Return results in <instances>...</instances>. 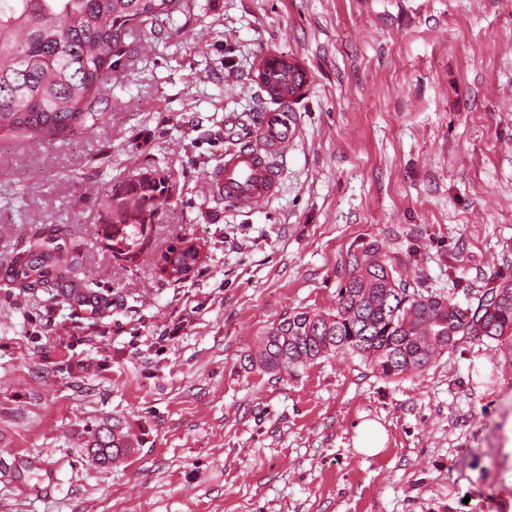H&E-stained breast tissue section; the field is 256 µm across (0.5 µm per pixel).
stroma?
Listing matches in <instances>:
<instances>
[{
	"instance_id": "1",
	"label": "stroma",
	"mask_w": 512,
	"mask_h": 512,
	"mask_svg": "<svg viewBox=\"0 0 512 512\" xmlns=\"http://www.w3.org/2000/svg\"><path fill=\"white\" fill-rule=\"evenodd\" d=\"M129 48L103 124L0 135V512H512V347L463 342L401 381L345 353L244 363L289 313L334 311L367 250L462 305L512 278V0H190ZM271 53L307 72L299 133L278 195L241 212L203 183L273 108ZM141 168L171 195L124 262L106 204ZM47 224L106 309L4 279ZM183 238L201 263L162 278ZM365 420L387 436L371 456ZM115 422L134 449L104 464L90 441ZM355 448L367 455L376 454L383 448L385 434L382 427L374 421H362L356 428Z\"/></svg>"
}]
</instances>
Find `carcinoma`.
Masks as SVG:
<instances>
[{"instance_id":"cac0c4a2","label":"carcinoma","mask_w":512,"mask_h":512,"mask_svg":"<svg viewBox=\"0 0 512 512\" xmlns=\"http://www.w3.org/2000/svg\"><path fill=\"white\" fill-rule=\"evenodd\" d=\"M189 8V0H0V133L55 140L104 121L108 79L126 53V38ZM142 169L112 190L108 227L131 252L142 253L147 221L167 189L165 177ZM35 233L5 268L8 281L33 294L77 281L74 258ZM338 289L336 312L299 311L260 337L247 366L288 375L330 353L348 352L385 379L425 371L461 342L512 343V279L486 289L477 304L459 306L410 289L376 250L353 255ZM112 459L131 452L120 424L92 441Z\"/></svg>"}]
</instances>
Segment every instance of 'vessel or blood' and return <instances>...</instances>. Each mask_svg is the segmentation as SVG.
Returning <instances> with one entry per match:
<instances>
[{"label": "vessel or blood", "instance_id": "vessel-or-blood-1", "mask_svg": "<svg viewBox=\"0 0 512 512\" xmlns=\"http://www.w3.org/2000/svg\"><path fill=\"white\" fill-rule=\"evenodd\" d=\"M297 133L290 103L262 113L253 145L225 151L223 164L204 181L205 192L223 197L238 210H252L271 200L280 188V161Z\"/></svg>", "mask_w": 512, "mask_h": 512}]
</instances>
